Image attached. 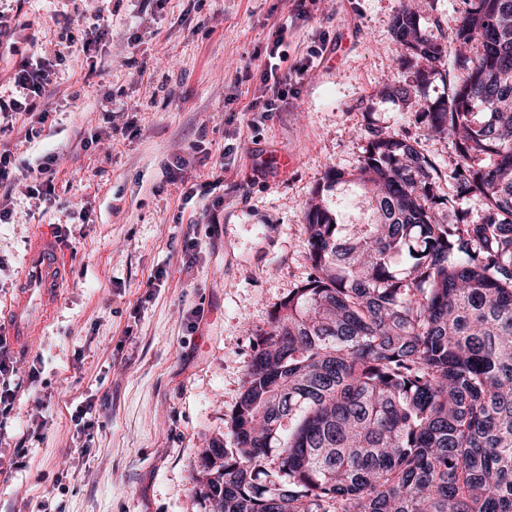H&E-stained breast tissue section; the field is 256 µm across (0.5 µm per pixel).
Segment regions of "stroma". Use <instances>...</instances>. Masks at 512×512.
I'll use <instances>...</instances> for the list:
<instances>
[{
    "mask_svg": "<svg viewBox=\"0 0 512 512\" xmlns=\"http://www.w3.org/2000/svg\"><path fill=\"white\" fill-rule=\"evenodd\" d=\"M405 3L318 0L300 19L292 0H0L2 86L21 58L52 56L62 26L109 32L57 66L38 138L0 136L17 178L44 154L59 162L52 199L15 192V221L0 224V308L37 232L56 237L68 275L30 349L0 338L20 384L0 413V512H209L203 452L229 444L254 346L313 273L314 192L338 223L369 222L353 176L371 126L415 139L452 190L454 145L424 136L418 115L458 69L446 58L417 84L422 60L391 33ZM272 66L286 100L249 111ZM399 86L409 102L389 96ZM332 168L346 180L328 189ZM217 178L207 212L185 200ZM84 401L85 432L71 420Z\"/></svg>",
    "mask_w": 512,
    "mask_h": 512,
    "instance_id": "35a3bbf8",
    "label": "stroma"
}]
</instances>
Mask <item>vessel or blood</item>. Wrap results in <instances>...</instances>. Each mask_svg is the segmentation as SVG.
Listing matches in <instances>:
<instances>
[{
  "mask_svg": "<svg viewBox=\"0 0 512 512\" xmlns=\"http://www.w3.org/2000/svg\"><path fill=\"white\" fill-rule=\"evenodd\" d=\"M64 284L55 243L47 237H37L26 254L20 277L25 296L17 305L0 312V329L7 331L17 345H28L30 324L46 316Z\"/></svg>",
  "mask_w": 512,
  "mask_h": 512,
  "instance_id": "vessel-or-blood-1",
  "label": "vessel or blood"
}]
</instances>
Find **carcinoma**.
I'll return each mask as SVG.
<instances>
[{
    "mask_svg": "<svg viewBox=\"0 0 512 512\" xmlns=\"http://www.w3.org/2000/svg\"><path fill=\"white\" fill-rule=\"evenodd\" d=\"M464 4L460 73L419 114L455 143L453 193L411 141L368 128L372 222L306 211L313 274L257 343L232 447L203 458L210 512H512V0ZM392 34L421 80L439 73L416 5ZM473 197L476 222L458 208Z\"/></svg>",
    "mask_w": 512,
    "mask_h": 512,
    "instance_id": "obj_1",
    "label": "carcinoma"
}]
</instances>
